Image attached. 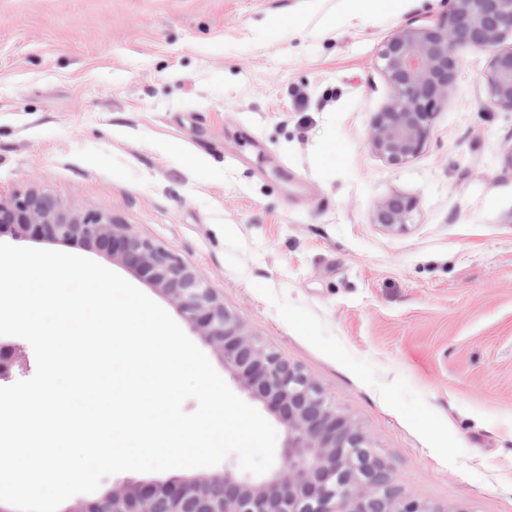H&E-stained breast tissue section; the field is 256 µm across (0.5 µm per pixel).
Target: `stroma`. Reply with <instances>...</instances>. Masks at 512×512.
Here are the masks:
<instances>
[{"mask_svg":"<svg viewBox=\"0 0 512 512\" xmlns=\"http://www.w3.org/2000/svg\"><path fill=\"white\" fill-rule=\"evenodd\" d=\"M446 0H0V197L106 212L202 277L430 512H512V111L492 54L420 153L369 144L384 43ZM395 196L406 225L374 220ZM160 291L106 253L58 242Z\"/></svg>","mask_w":512,"mask_h":512,"instance_id":"1","label":"stroma"}]
</instances>
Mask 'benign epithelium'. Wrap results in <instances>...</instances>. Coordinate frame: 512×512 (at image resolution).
Masks as SVG:
<instances>
[{
    "label": "benign epithelium",
    "mask_w": 512,
    "mask_h": 512,
    "mask_svg": "<svg viewBox=\"0 0 512 512\" xmlns=\"http://www.w3.org/2000/svg\"><path fill=\"white\" fill-rule=\"evenodd\" d=\"M446 19L432 28H405L381 52L394 96L370 123L369 144L393 165L416 156L425 144L432 116L456 78L459 44L492 50L512 36V0H451ZM494 102L512 111V50L491 62ZM413 202L396 197L376 212V223H406ZM79 242L130 268L176 304L185 320L221 354L235 382L275 413L287 439L281 462L262 479L234 469L166 481L121 484L102 499L80 502L66 512H427L419 498L393 486L385 496L376 486L388 481V464L378 455L373 478H344L352 465L349 448L359 433L332 400L296 367L247 336L224 311L206 282L161 247L133 235L101 212L79 213L36 192L0 199V237ZM17 362L16 347L0 341V379Z\"/></svg>",
    "instance_id": "benign-epithelium-1"
}]
</instances>
